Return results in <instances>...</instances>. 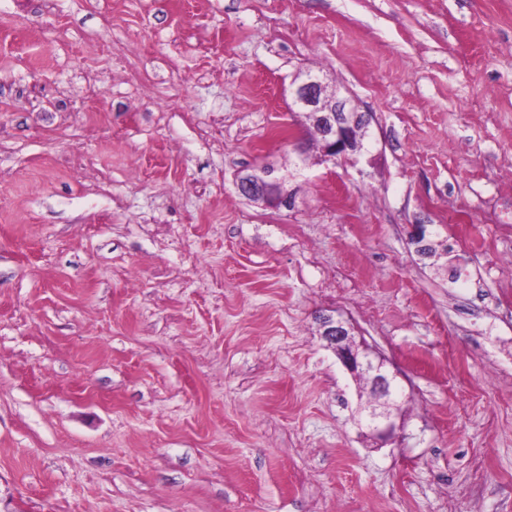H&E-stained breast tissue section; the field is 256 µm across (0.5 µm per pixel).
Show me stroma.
<instances>
[{"instance_id":"stroma-1","label":"stroma","mask_w":512,"mask_h":512,"mask_svg":"<svg viewBox=\"0 0 512 512\" xmlns=\"http://www.w3.org/2000/svg\"><path fill=\"white\" fill-rule=\"evenodd\" d=\"M307 68L357 163L299 151ZM511 212L512 0H0V512H512ZM292 87V112L311 118L321 163L357 161L373 120L369 112L360 111L352 96L343 94L336 84L311 70L300 71ZM357 123L361 127L359 133ZM312 126L308 128L312 130ZM274 172V168H268L259 175L251 173L239 176L236 180L239 194L252 202H260L276 209H293L297 192L288 189L287 177L274 175ZM321 336L341 362L347 372L356 380L370 383L375 402L379 404L369 408L365 416V425L371 435L381 441L394 440L399 436L391 417L390 409L395 408L398 391L393 386V377L384 369V360L373 361L366 348L357 344L353 328L341 319L323 318ZM383 402H379L380 400ZM379 406L382 410L377 411Z\"/></svg>"}]
</instances>
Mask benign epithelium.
Masks as SVG:
<instances>
[{
    "instance_id": "obj_1",
    "label": "benign epithelium",
    "mask_w": 512,
    "mask_h": 512,
    "mask_svg": "<svg viewBox=\"0 0 512 512\" xmlns=\"http://www.w3.org/2000/svg\"><path fill=\"white\" fill-rule=\"evenodd\" d=\"M292 111L311 119L317 136L320 161L336 164L355 161L364 151V134L368 133L373 117L359 110L354 98L341 92L324 76L311 70L299 72L292 81ZM240 195L270 207L288 210L295 207L297 192L287 187V177L275 175L268 168L261 174H245L236 180ZM322 338L355 379L370 383L379 406L369 408L365 425L371 435L381 441L397 438L391 409L398 391L393 377L384 369V360L373 361L367 349L356 343L353 328L341 319L326 317L322 321Z\"/></svg>"
}]
</instances>
